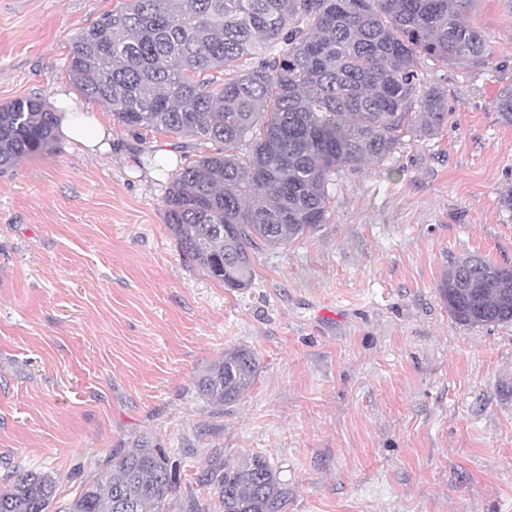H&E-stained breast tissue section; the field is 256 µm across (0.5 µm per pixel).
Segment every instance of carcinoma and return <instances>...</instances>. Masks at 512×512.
I'll return each mask as SVG.
<instances>
[{"label":"carcinoma","mask_w":512,"mask_h":512,"mask_svg":"<svg viewBox=\"0 0 512 512\" xmlns=\"http://www.w3.org/2000/svg\"><path fill=\"white\" fill-rule=\"evenodd\" d=\"M471 0H121L71 40L69 78L128 130L217 143L171 174L165 218L180 251L231 289L250 287L253 249L315 232L336 171L382 161L403 132L438 133L448 97L426 86L424 58L463 65L488 57L462 21ZM276 56L213 87L266 44ZM494 109L512 126V84ZM58 115L37 97L0 105V173L54 142ZM439 293L463 325L512 321V267L475 254L453 262ZM259 363L241 347L196 376L224 405L253 387ZM179 480L166 452L139 441L85 482L67 512H162ZM197 482L222 512H283L288 487L266 459L211 461ZM56 481L22 472L0 490V512H48Z\"/></svg>","instance_id":"obj_1"}]
</instances>
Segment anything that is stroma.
<instances>
[{
  "instance_id": "obj_1",
  "label": "stroma",
  "mask_w": 512,
  "mask_h": 512,
  "mask_svg": "<svg viewBox=\"0 0 512 512\" xmlns=\"http://www.w3.org/2000/svg\"><path fill=\"white\" fill-rule=\"evenodd\" d=\"M116 0H0V104L72 90L74 34ZM488 61L422 60L448 96L437 136L346 166L328 219L261 247L249 288L229 289L180 251L161 163L183 138L126 130L102 105L112 149L57 139L0 174V489L19 471L56 478L50 512L116 450L164 448L197 498L214 458L264 457L286 512H512V322H457L437 283L480 254L512 266V126L493 108L512 82V0L465 13ZM247 347L248 394L216 406L197 374Z\"/></svg>"
}]
</instances>
